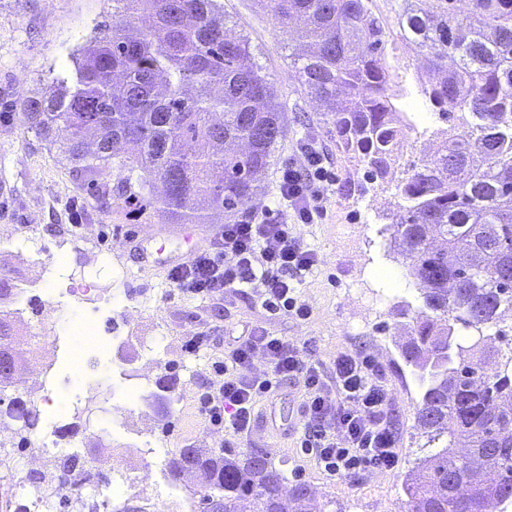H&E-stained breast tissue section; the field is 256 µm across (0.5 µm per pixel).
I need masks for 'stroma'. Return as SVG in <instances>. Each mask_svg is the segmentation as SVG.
Here are the masks:
<instances>
[{"instance_id":"obj_1","label":"stroma","mask_w":512,"mask_h":512,"mask_svg":"<svg viewBox=\"0 0 512 512\" xmlns=\"http://www.w3.org/2000/svg\"><path fill=\"white\" fill-rule=\"evenodd\" d=\"M371 8L386 26L392 102L397 111L422 113L428 128L424 135L410 132L404 141L395 166L400 175L440 143L444 124L424 93L430 79L421 54L401 38L390 0H372ZM111 10L110 0H0V257L24 250L40 258L28 268L19 298L29 327L25 356L31 370L12 390L35 401L40 420L27 445H20L14 431L0 437L11 465L0 469V504L31 503L36 490L26 485V476L54 472L56 457L77 450L91 456L106 477L84 489V504H96L99 512L128 504L148 512H185L196 490L194 477L184 474L173 489L161 482L160 471L186 445L224 447V436H210L201 419L197 395L214 355L265 327L291 341L310 340L326 364L343 350L377 357L393 396L399 461L393 470L351 480L328 476L297 446L301 391L290 382L265 407L249 447L266 449L288 483L309 484L324 512H407L402 481L413 458L418 387L394 341L396 309L414 302L416 291L401 257L375 234L398 211L393 185L374 183L366 193L353 194L364 172L357 159L337 148L319 105L302 93L287 34L260 0H224L230 31L248 39L274 95L293 106L277 164L292 158L302 135H316L336 171V185L326 217L296 227L320 257L317 271L298 288L312 310L308 320L271 315L252 296L232 289L209 298L175 294L169 270L187 249L184 229L169 225L168 238L159 239L155 229L163 223L154 208L125 202L113 191L92 199L90 185L59 163L47 142L25 133L17 106L48 76L71 68L73 53L88 44L97 21ZM60 254L68 272L55 281L50 269ZM87 276L103 289L104 299L78 302L66 294L67 281ZM44 331L58 338L49 356L39 348ZM199 334L211 337L210 349L187 353V339ZM164 374L175 378L169 413L156 397L155 380ZM92 389L102 393L99 410L85 419L76 416V399ZM64 425L71 436L31 463L30 446L39 434ZM126 470L150 477L130 486L115 483L114 475Z\"/></svg>"}]
</instances>
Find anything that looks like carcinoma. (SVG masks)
Segmentation results:
<instances>
[{
	"label": "carcinoma",
	"mask_w": 512,
	"mask_h": 512,
	"mask_svg": "<svg viewBox=\"0 0 512 512\" xmlns=\"http://www.w3.org/2000/svg\"><path fill=\"white\" fill-rule=\"evenodd\" d=\"M286 31L309 41L293 55L302 90L326 107L336 144L373 181L388 178L406 126L388 95L386 32L369 0H262ZM396 24L442 74L428 97L452 121L434 155L396 184L390 247L402 257L419 305L406 310L397 345L420 387L415 429L424 443L403 485L409 512H486L512 508V0H471L459 20L434 0H393ZM76 50L73 69L22 98L26 132L95 181L116 171L126 197L166 184L156 211L165 224L224 223L265 188L287 137L285 101L252 62L248 40L231 36L223 0H112V16ZM21 289L0 268V340L17 341ZM0 416L30 431L32 401L9 399ZM457 448L490 480L466 493L449 480ZM73 451L57 459L86 471ZM202 485L200 512H314L306 483L286 477L260 448L233 457L190 445L167 463Z\"/></svg>",
	"instance_id": "cac0c4a2"
}]
</instances>
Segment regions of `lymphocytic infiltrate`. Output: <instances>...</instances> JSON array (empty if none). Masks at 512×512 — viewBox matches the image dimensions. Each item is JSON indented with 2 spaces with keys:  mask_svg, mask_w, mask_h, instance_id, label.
Here are the masks:
<instances>
[{
  "mask_svg": "<svg viewBox=\"0 0 512 512\" xmlns=\"http://www.w3.org/2000/svg\"><path fill=\"white\" fill-rule=\"evenodd\" d=\"M334 183L317 139L302 136L293 159L278 171L271 206L225 225L215 245L172 267L173 288L196 297L227 288L243 291L269 311L308 319L311 310L299 299L297 288L317 269L318 254L292 227L324 218ZM211 370L199 412L209 427L237 443L250 437L257 407L272 401L284 383L296 382L303 391L300 446L327 475L350 478L366 469L396 467L392 394L386 369L375 357L343 350L326 369L309 341L293 342L263 329L225 346Z\"/></svg>",
  "mask_w": 512,
  "mask_h": 512,
  "instance_id": "1",
  "label": "lymphocytic infiltrate"
}]
</instances>
